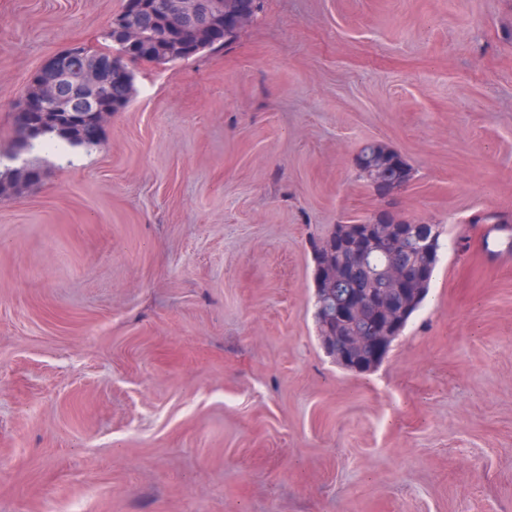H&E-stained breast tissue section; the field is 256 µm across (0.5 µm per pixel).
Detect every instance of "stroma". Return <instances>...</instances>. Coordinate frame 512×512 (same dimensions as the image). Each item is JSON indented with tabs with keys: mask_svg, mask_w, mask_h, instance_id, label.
<instances>
[{
	"mask_svg": "<svg viewBox=\"0 0 512 512\" xmlns=\"http://www.w3.org/2000/svg\"><path fill=\"white\" fill-rule=\"evenodd\" d=\"M123 0H0V151ZM97 146L0 197V512H512V0H263L132 65ZM387 145L391 198L358 174ZM441 230L376 369L315 320L311 241ZM361 153H364L366 157L365 165L361 168V171L370 181L375 173L385 177L389 171L387 164L389 160L393 158H396L400 164L403 179L405 181L409 180L410 168L397 152L387 146L381 143H374L372 145L365 146Z\"/></svg>",
	"mask_w": 512,
	"mask_h": 512,
	"instance_id": "35a3bbf8",
	"label": "stroma"
}]
</instances>
